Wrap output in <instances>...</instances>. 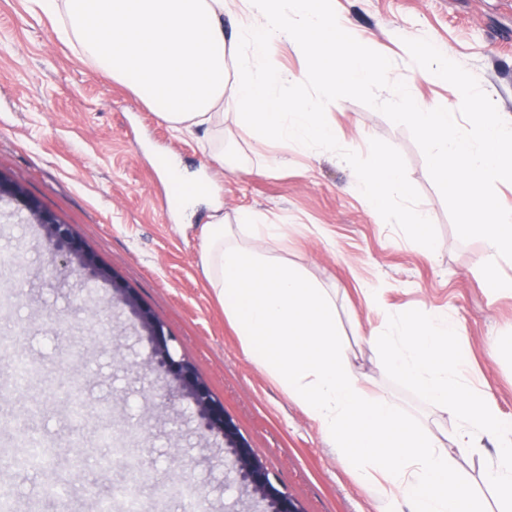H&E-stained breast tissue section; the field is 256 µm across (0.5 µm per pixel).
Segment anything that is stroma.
Returning a JSON list of instances; mask_svg holds the SVG:
<instances>
[{
    "mask_svg": "<svg viewBox=\"0 0 512 512\" xmlns=\"http://www.w3.org/2000/svg\"><path fill=\"white\" fill-rule=\"evenodd\" d=\"M356 34L388 59L393 80L426 101L455 102L451 85L422 78L403 44L427 38L471 72L498 111L512 114V0H335ZM53 18L33 0H0V171L22 181L57 218L72 226L103 264L134 288L164 323L177 356L187 359L223 403L251 448L303 512H377L368 491L329 448L317 424L244 354L208 287L200 265V230L213 205L225 214L251 209L288 225L269 244L274 255L301 264L336 291V324L374 393L419 420L423 429L454 427L447 415L394 384L373 336L389 315L411 309L447 311L459 324L471 378L512 419V292L487 290L484 243L461 240L410 131L380 111L345 98L329 107L335 147L299 152L281 146L276 170H252L250 141L233 117L224 120L225 161L214 159L208 135H174L126 86L98 72ZM393 154L403 183L388 210H368L353 190L378 153ZM176 160L212 195L181 210L165 174ZM418 208L436 246L418 251L397 213ZM0 201V248L21 260L20 273L0 270V337L37 359L41 378L0 401V490L14 512H93L90 487L111 490L114 469L98 457L95 408L112 407V422L150 474L134 489L147 512H190L170 483L190 485L206 512H254L224 470V442L198 435L191 410L178 420L125 365L141 361L146 341L135 318L97 283L98 302L79 293L76 275L61 271L41 227L15 218ZM380 287L378 305L365 291ZM83 349L72 369L56 361ZM78 373L88 418L73 425L60 385ZM40 431L53 448L41 465L21 469L18 442ZM63 487L65 502L51 497Z\"/></svg>",
    "mask_w": 512,
    "mask_h": 512,
    "instance_id": "obj_1",
    "label": "stroma"
}]
</instances>
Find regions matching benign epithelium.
<instances>
[{
    "instance_id": "benign-epithelium-1",
    "label": "benign epithelium",
    "mask_w": 512,
    "mask_h": 512,
    "mask_svg": "<svg viewBox=\"0 0 512 512\" xmlns=\"http://www.w3.org/2000/svg\"><path fill=\"white\" fill-rule=\"evenodd\" d=\"M0 197L31 215L43 227L47 241L60 256L62 265L79 274L88 283L112 285L113 299L123 304L136 319L148 344L146 357L128 367L135 380H147L163 405L176 414L189 406L197 426L204 435L224 439V459L239 482L255 496V506H266L270 512H302L287 492L279 489L270 471L257 457L233 421L225 414L224 405L214 398L208 384L196 373L191 363L175 358L171 337L164 324L140 302L133 289L118 276L98 263L68 224H64L25 189L0 175Z\"/></svg>"
}]
</instances>
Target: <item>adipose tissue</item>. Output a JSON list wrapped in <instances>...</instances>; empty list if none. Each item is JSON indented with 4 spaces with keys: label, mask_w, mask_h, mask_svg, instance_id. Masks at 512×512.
I'll return each instance as SVG.
<instances>
[{
    "label": "adipose tissue",
    "mask_w": 512,
    "mask_h": 512,
    "mask_svg": "<svg viewBox=\"0 0 512 512\" xmlns=\"http://www.w3.org/2000/svg\"><path fill=\"white\" fill-rule=\"evenodd\" d=\"M55 18L59 35L75 42L105 77L127 85L174 132L201 127L224 148V110L251 140L257 172L273 167L267 151L284 145L307 151L332 146L336 134L323 106L346 92L389 83L386 61L337 17L330 0H35ZM305 54L306 70L273 63L278 44ZM344 53L350 66L337 82L326 60ZM319 96L288 95L311 76ZM374 211L386 210L401 183L393 154L383 153L361 178Z\"/></svg>",
    "instance_id": "adipose-tissue-1"
}]
</instances>
